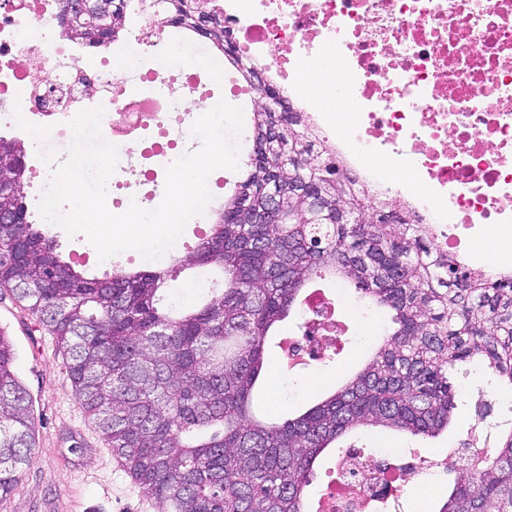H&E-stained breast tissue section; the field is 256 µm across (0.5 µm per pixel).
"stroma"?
<instances>
[{
    "label": "stroma",
    "mask_w": 512,
    "mask_h": 512,
    "mask_svg": "<svg viewBox=\"0 0 512 512\" xmlns=\"http://www.w3.org/2000/svg\"><path fill=\"white\" fill-rule=\"evenodd\" d=\"M44 231L63 254L87 259L89 273L111 274V264L99 261L96 249L83 234L73 236L47 223ZM328 299L341 303L337 320L346 328L344 349L302 371L281 377L278 361L259 386L257 404L268 419L281 423L329 396L370 359L389 327V315L358 299L343 283L331 285ZM0 329L10 336L15 350V372L29 392L37 423V449L31 465L0 512H158L154 500L137 486L112 455H99L103 441L94 423L85 417L67 375L64 359L49 332L24 311L12 294L0 289ZM461 399L446 430L434 438L382 427H360L327 449L310 477L307 497L320 496L331 482V461L336 450L377 449L407 455L433 453L458 460L464 442L476 436L490 444L495 436L512 430V399L491 392L488 376L473 362L456 364L452 371Z\"/></svg>",
    "instance_id": "1"
}]
</instances>
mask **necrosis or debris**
Masks as SVG:
<instances>
[{
    "instance_id": "1",
    "label": "necrosis or debris",
    "mask_w": 512,
    "mask_h": 512,
    "mask_svg": "<svg viewBox=\"0 0 512 512\" xmlns=\"http://www.w3.org/2000/svg\"><path fill=\"white\" fill-rule=\"evenodd\" d=\"M239 50L272 75L293 111L303 113L337 164L380 198L400 204L439 254L475 266L492 229L512 228V0H206ZM164 42L132 29L135 80H112L108 56L80 59L84 44L63 38L39 0L0 10V114L25 106L59 135L86 108L103 107L102 133L128 156L141 148L150 118H169L180 96L190 112L207 108L201 73L156 68ZM347 112L302 92L307 80L331 83ZM335 307L313 299L292 354L320 359ZM433 457L348 449L324 512H367L395 486L432 479Z\"/></svg>"
}]
</instances>
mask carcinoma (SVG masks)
Returning <instances> with one entry per match:
<instances>
[{
    "label": "carcinoma",
    "instance_id": "carcinoma-1",
    "mask_svg": "<svg viewBox=\"0 0 512 512\" xmlns=\"http://www.w3.org/2000/svg\"><path fill=\"white\" fill-rule=\"evenodd\" d=\"M59 0L60 27L92 48L125 30L134 0H90L97 17ZM161 23L194 32L224 54L253 94L246 174L205 230L169 264L112 265L89 277L31 219L25 143L0 136V288L55 339L84 413L161 512H305L317 458L357 427L434 437L455 409L449 370L476 355L512 387V280L439 256L401 207L360 188L239 53L201 0H155ZM283 199L265 221L271 195ZM393 209L397 220H377ZM214 268L217 296L165 302L184 270ZM351 284L391 313L393 327L337 391L282 424L251 404L274 327L325 277ZM0 330V500L34 457L32 399ZM436 512H512V431L457 471Z\"/></svg>",
    "mask_w": 512,
    "mask_h": 512
}]
</instances>
